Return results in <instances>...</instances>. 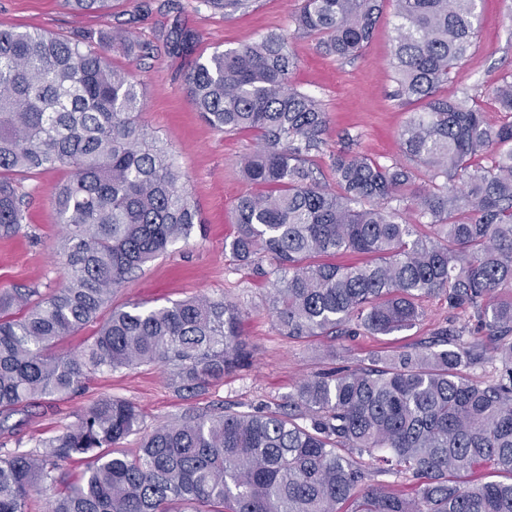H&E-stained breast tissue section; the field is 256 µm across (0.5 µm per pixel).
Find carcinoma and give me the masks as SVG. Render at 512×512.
Wrapping results in <instances>:
<instances>
[{
  "instance_id": "1",
  "label": "carcinoma",
  "mask_w": 512,
  "mask_h": 512,
  "mask_svg": "<svg viewBox=\"0 0 512 512\" xmlns=\"http://www.w3.org/2000/svg\"><path fill=\"white\" fill-rule=\"evenodd\" d=\"M393 2L395 97L418 105L400 140L425 168L426 189L414 188L413 167L350 151L333 161L336 188L316 181L307 160L326 114L291 85L284 34L196 59L185 89L213 128L258 134L242 174L269 191L238 200L224 247L278 274L270 309L281 335L408 331L420 300L439 293L470 322L307 378L286 409L192 412L133 451L120 444L139 431L141 411L101 398L40 450L0 455V512H28L32 494L59 484L50 512H340L349 500L352 512H512V80L494 90L506 113L495 123L469 97L438 96L474 45L479 0ZM68 3L106 17L112 0ZM202 3L228 15L248 0ZM381 3L301 0L294 21L321 37L325 54L350 59L370 41ZM194 43L187 31L166 45L187 55ZM143 108L139 84L112 67L94 35L0 29V237L24 224L20 176L70 171L54 197L63 284L0 293V434L12 432L14 413L65 399L96 373L167 365L177 391L193 397L247 359L241 311L222 298L112 307L129 275L201 223L168 148L137 121ZM484 157L490 166L474 163ZM346 253L369 260L336 262ZM93 323L90 340L58 349ZM493 360L494 379L470 377ZM75 460L85 468L70 482ZM482 468L509 481L451 480ZM381 473L410 476L416 495L374 483Z\"/></svg>"
}]
</instances>
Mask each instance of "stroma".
I'll return each instance as SVG.
<instances>
[{"mask_svg":"<svg viewBox=\"0 0 512 512\" xmlns=\"http://www.w3.org/2000/svg\"><path fill=\"white\" fill-rule=\"evenodd\" d=\"M298 6V0H250L248 8L227 15L206 9L200 0H112V11L104 18L72 9L64 0H0L2 29L21 26L59 37L100 30L116 35L106 54L113 66L130 72L143 88L146 107L140 121L167 145L186 174V188L203 218L188 240L133 273L114 293L113 306L154 307L201 295L233 302L242 312L240 333L251 353L247 365L195 397L176 392L171 370L163 366L95 374L70 398L49 400L13 415V433L0 436L5 448L33 450L36 440L58 434L78 412L103 397L139 406L148 431L195 409L275 410L286 406L297 386L318 372L431 340L448 322H467V313L449 310L443 295L432 294L422 301L421 321L408 331L291 340L280 335L269 310L273 278L268 264L241 266L225 251V242L236 233L233 211L239 197L258 190L241 172L257 135L223 133L200 119L185 91V76L196 56L234 48L270 32L283 33L296 59L292 85L316 96L327 114L323 143L310 154L320 181L333 183L332 159L340 150L360 151L384 164L404 159L399 132L411 108L392 97L389 61L397 20L391 0H386L362 54L343 61L320 53L316 36L296 32ZM480 11L473 48L438 94L470 97L497 120L501 114L493 89L512 75V0H481ZM179 29L195 34L193 55L168 53L166 39ZM67 176V171L55 170L22 178L29 194L26 224L20 234L0 238V292H45L60 283L56 252L62 227L52 200Z\"/></svg>","mask_w":512,"mask_h":512,"instance_id":"1","label":"stroma"}]
</instances>
